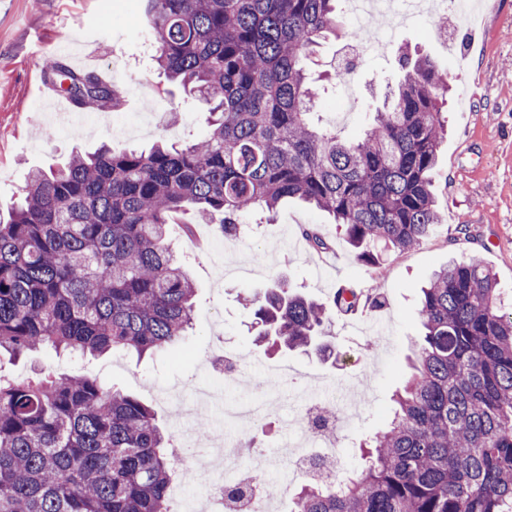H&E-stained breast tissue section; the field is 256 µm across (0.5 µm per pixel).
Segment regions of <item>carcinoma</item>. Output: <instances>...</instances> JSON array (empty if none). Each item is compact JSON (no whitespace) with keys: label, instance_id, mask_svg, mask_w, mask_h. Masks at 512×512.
Here are the masks:
<instances>
[{"label":"carcinoma","instance_id":"carcinoma-1","mask_svg":"<svg viewBox=\"0 0 512 512\" xmlns=\"http://www.w3.org/2000/svg\"><path fill=\"white\" fill-rule=\"evenodd\" d=\"M340 2L146 0L154 60L207 106L209 133L180 147L103 145L29 173L0 214V356L175 349L196 288L167 227L191 209L227 236L249 212L297 200L343 225L369 265L378 248L405 252L432 233L448 83L429 58L400 51L401 78L359 138L310 121L303 60L330 36L360 40ZM43 77L86 114L118 105L113 85L61 56ZM301 234L329 248L315 226ZM498 300L477 257L435 273L389 424L342 478L316 458L322 477L298 486L291 512H512V316ZM362 303L381 301L341 285L323 304L282 281L245 298L259 342L320 354L330 313ZM172 447L150 407L86 374L0 379V512H170Z\"/></svg>","mask_w":512,"mask_h":512}]
</instances>
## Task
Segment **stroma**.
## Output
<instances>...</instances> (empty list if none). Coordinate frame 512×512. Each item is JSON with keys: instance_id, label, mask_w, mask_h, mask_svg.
<instances>
[{"instance_id": "stroma-1", "label": "stroma", "mask_w": 512, "mask_h": 512, "mask_svg": "<svg viewBox=\"0 0 512 512\" xmlns=\"http://www.w3.org/2000/svg\"><path fill=\"white\" fill-rule=\"evenodd\" d=\"M474 15L452 17L448 30L423 20L398 23L374 16L391 29V40L358 58L351 82L326 94L324 123L352 140L370 126L387 83L398 76V52L406 47L431 58L447 73L450 94L443 118L448 136L438 158L442 178L436 207L442 222L415 249L383 254L378 268L358 260L343 227L325 213L296 201L275 215L257 210L245 217L241 237L219 235L194 218L193 236L170 227V243L183 255L195 283L193 328L184 344L193 357L167 354L136 358L118 351L100 359L56 355L46 349L33 360L0 359V375L28 378L36 373L79 371L147 403L158 421L172 429L174 444L190 445L194 421H176L167 395L206 384L224 388L223 351L241 357L235 391L251 399L254 381L269 382V418L252 423L244 438L254 450L243 465L278 486L295 487L287 466L274 459V445L288 441L292 423L306 401L350 407L355 415L337 433L334 457L339 468H359L361 441L384 429L392 394L408 371L418 292L432 273L451 259L479 255L494 273L503 312H512V0H473ZM153 38L143 0H0V204L8 205L26 184L32 168L49 167L108 143L144 147L159 138L181 144L204 137L207 112L188 93L173 88L160 96L165 77L148 53ZM68 61L87 57L91 67L118 87L121 104L61 132L54 115L44 113L51 89L43 79L45 50ZM317 226L330 243L313 251L300 233ZM316 301H327L335 282L372 290L382 307L346 317L335 315L327 328L330 356L268 354L254 343L253 315L240 298L274 281Z\"/></svg>"}]
</instances>
